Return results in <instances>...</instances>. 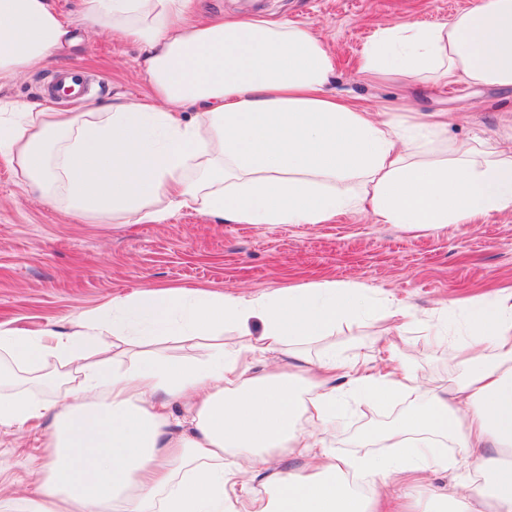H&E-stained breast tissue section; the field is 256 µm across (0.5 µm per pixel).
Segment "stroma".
Wrapping results in <instances>:
<instances>
[{
    "label": "stroma",
    "instance_id": "stroma-1",
    "mask_svg": "<svg viewBox=\"0 0 512 512\" xmlns=\"http://www.w3.org/2000/svg\"><path fill=\"white\" fill-rule=\"evenodd\" d=\"M477 0H198L197 17L262 13L318 32L336 58L329 90L375 112L408 121L442 114L448 135L476 147L512 140V91L452 88L397 80L374 83L360 71L364 47L388 23L424 25L447 20ZM58 67L81 70L95 88L89 101L134 103L150 89L139 68L138 45L90 28ZM55 67V68H58ZM55 68L45 67L0 85V97L38 100ZM327 281L363 287L369 314L338 325L331 336L304 343L311 357L335 352L351 361L364 353L386 367V344L398 338L422 390L380 408L350 401L329 443L342 457L382 454L362 435L382 431L431 391L462 380L452 352L468 333L472 302L512 293V211L446 226L377 223L370 214L341 215L324 224H225L193 211L161 224L126 223L103 214L67 215L36 200L30 187L0 159V324L33 331L65 328L71 315L111 306L114 298L147 288H201L247 297L271 295L298 284ZM410 308L415 324L385 318L386 305ZM50 431L0 436V477L9 495L27 492L26 471ZM455 472L428 474L425 497L468 491L478 465L461 449L450 451Z\"/></svg>",
    "mask_w": 512,
    "mask_h": 512
}]
</instances>
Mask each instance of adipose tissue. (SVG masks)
<instances>
[{
  "instance_id": "adipose-tissue-1",
  "label": "adipose tissue",
  "mask_w": 512,
  "mask_h": 512,
  "mask_svg": "<svg viewBox=\"0 0 512 512\" xmlns=\"http://www.w3.org/2000/svg\"><path fill=\"white\" fill-rule=\"evenodd\" d=\"M192 3L80 0L84 22L140 46L152 89L141 102L77 113L0 98V157L42 200L137 223L182 210L229 224L368 211L382 224L438 226L512 210V150L479 152L440 126L343 103L325 90L334 56L312 29L262 14L191 24ZM77 43L56 0H0V82ZM361 72L512 89V0H481L432 26L380 27ZM368 310L361 289L333 282L248 299L143 289L65 331L0 325V431L52 421L28 495L1 500L0 512H383L393 482L456 469L436 453L441 439L490 449V478L443 503L411 498L408 512H512V294L472 310V340L455 351L465 379L381 433L393 455L345 459L328 436L347 400L377 404L414 391L417 378L402 363L355 371L339 390L328 383L335 356L312 361L300 346ZM193 338L209 341L205 357L144 348ZM273 352L289 366L255 371ZM54 361L77 364L74 393L19 390L21 373ZM182 401L191 414L176 434L155 406ZM282 450L306 467L271 473Z\"/></svg>"
}]
</instances>
